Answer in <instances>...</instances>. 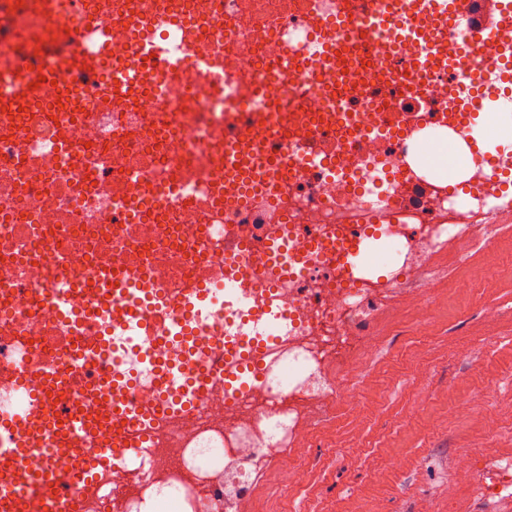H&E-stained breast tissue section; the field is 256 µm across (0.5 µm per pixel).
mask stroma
<instances>
[{
    "label": "stroma",
    "instance_id": "1",
    "mask_svg": "<svg viewBox=\"0 0 512 512\" xmlns=\"http://www.w3.org/2000/svg\"><path fill=\"white\" fill-rule=\"evenodd\" d=\"M493 247L496 276L484 274V251L462 258L449 244L421 307L381 302L376 349L352 382L361 402L336 405L293 444L310 469L304 487L266 470L247 512H418L425 499L432 512H512L511 500L476 488L512 456V225ZM481 394L492 396L491 412L477 406ZM465 453L472 467L457 470Z\"/></svg>",
    "mask_w": 512,
    "mask_h": 512
}]
</instances>
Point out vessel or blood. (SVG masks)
<instances>
[{
    "instance_id": "b4317fda",
    "label": "vessel or blood",
    "mask_w": 512,
    "mask_h": 512,
    "mask_svg": "<svg viewBox=\"0 0 512 512\" xmlns=\"http://www.w3.org/2000/svg\"><path fill=\"white\" fill-rule=\"evenodd\" d=\"M456 25L466 34L463 51L449 56L443 34L449 25ZM384 34L389 54H396L404 43L418 44L419 53L400 73L384 65H376L370 78L375 89L390 84L402 85L407 98H416L426 79L437 69L445 68L457 77L455 92L463 97L464 107L443 113L442 118L456 134L468 142L482 143L485 154L495 157L506 153L503 144L491 141L480 130V113L512 108V92H488L484 85L489 75L499 73L512 79V0L495 15L485 16L474 0H337L336 22L320 33L322 50L305 52L308 68L336 71L343 58L361 34ZM108 34L104 25L92 23L81 32V54L95 59L96 50ZM490 40L508 43V50L494 57L481 56V46ZM147 54L153 55L162 69L180 66L185 47L174 40L149 39L144 43ZM259 132L249 141L247 153H240L236 142L224 144V168L237 171L246 188H261L275 192L280 177L288 165L316 164L319 156L313 146L303 145L288 155L275 157L268 146L276 137L275 121H261ZM386 243L380 240L363 244L337 245L336 254L344 270L362 267L367 257L384 253ZM224 258L235 268L223 286H200L189 289L175 305V313L166 327H159L152 311L154 300L160 299V289L151 287L139 276L118 274L119 285L111 289L109 303L117 312L122 334L112 342L111 359H98L94 372L95 384L101 393L112 396L106 406L107 416L115 423H124L121 445L137 448L146 442L149 427L160 418L195 411L197 394L214 373H221L229 391L238 393L256 380L254 361L267 344L278 341L280 316L261 320L251 318L252 264L245 243L228 241ZM269 264L281 271L291 268L295 257L287 242H271L266 253ZM235 307L239 318L224 320L225 305ZM211 323L227 326L231 336L228 346L217 345L212 350L210 364H161L153 353L143 352L139 344L143 336H159L168 332L185 344H196L192 324ZM136 352L143 371L160 376L161 394L150 406L129 401L130 379L117 376L115 365L129 352ZM64 380L63 375L47 373L46 395L41 396L35 409L15 415L0 429V512H28L34 491H43L42 512H75L79 490L57 463L63 445L92 428L96 413L81 414L73 402H55L53 394Z\"/></svg>"
}]
</instances>
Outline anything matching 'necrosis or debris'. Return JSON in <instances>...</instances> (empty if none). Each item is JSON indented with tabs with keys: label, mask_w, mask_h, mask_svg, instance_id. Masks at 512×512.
<instances>
[{
	"label": "necrosis or debris",
	"mask_w": 512,
	"mask_h": 512,
	"mask_svg": "<svg viewBox=\"0 0 512 512\" xmlns=\"http://www.w3.org/2000/svg\"><path fill=\"white\" fill-rule=\"evenodd\" d=\"M138 13L178 22L189 49L180 74L132 52ZM89 15L108 27L112 48L95 72L62 70L81 50ZM314 17L335 20L336 0H0V281L8 283L0 291V417L32 407L50 369L68 374V396L95 394L81 355L104 349L117 332L112 315L99 312L112 270L166 288L171 306L183 289L223 282L230 232L258 267L254 304L287 320L248 390L232 394L213 378L194 413L157 420L121 466L98 462L112 425L64 449L60 467L87 481L77 512H143L165 489L179 493L184 512H241L254 477L271 464L287 485H303L308 470L288 445L337 402L354 403L347 378L355 352L370 348L381 298L420 304L436 278L433 255L449 243L463 256L474 250L471 216L483 219L487 238L500 227L502 209L489 201L493 181L477 155L465 161L475 183L468 200L454 202L436 180L407 206L417 175L404 170L408 150L388 132V115L375 111L362 71L336 79L291 65L295 51L318 45ZM115 48L128 49L124 63L141 75L138 96L112 92ZM199 56L218 60L223 90L196 70ZM21 60L35 77L56 69V83L17 98ZM262 78L278 111L294 117L281 126L280 149L307 136L309 113L324 111L334 95L373 125L363 150L337 152L336 128L327 126L317 132L322 165L285 173L276 197H241L237 180L224 175V141L249 136ZM454 83L448 72L433 74L403 107L410 124L440 128L439 113L456 102ZM380 212L389 217L380 234L397 245L399 275L373 281L318 252L319 242L339 236L361 240ZM280 235L298 259L288 273L264 260ZM64 286L86 311L71 330L54 299Z\"/></svg>",
	"instance_id": "1"
}]
</instances>
